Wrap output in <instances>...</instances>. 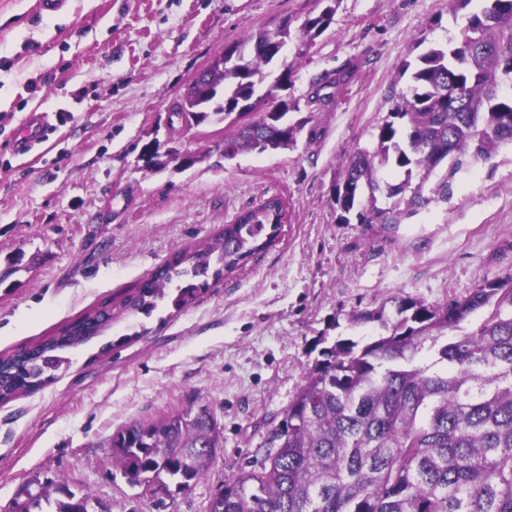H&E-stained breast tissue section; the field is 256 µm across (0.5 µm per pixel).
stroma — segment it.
<instances>
[{"label": "stroma", "instance_id": "stroma-1", "mask_svg": "<svg viewBox=\"0 0 512 512\" xmlns=\"http://www.w3.org/2000/svg\"><path fill=\"white\" fill-rule=\"evenodd\" d=\"M319 10L317 0H67L46 14L37 0H0V355L119 305L260 200L286 204L274 244L193 303L115 315L54 379L0 403V512L26 487L62 481L110 512H207L225 479L259 468L324 344L381 333L353 314L393 321L402 298L439 304L512 272L510 144L488 161L439 166L423 207L378 194V207H397L394 223L342 220L336 202L345 160L374 145L409 82L402 61L464 23L450 0H339L309 54L288 44L287 94L307 120L294 148L228 160L232 120L173 119L185 85L224 46L284 19L299 31ZM326 72L346 80L313 98ZM36 107L53 131L15 157L9 139ZM153 139L201 160L143 169L137 156ZM18 252L26 267L8 273ZM201 405L223 433L207 474L171 498L131 486L113 435Z\"/></svg>", "mask_w": 512, "mask_h": 512}]
</instances>
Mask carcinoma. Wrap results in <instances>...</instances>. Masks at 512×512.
Returning <instances> with one entry per match:
<instances>
[{
    "instance_id": "carcinoma-1",
    "label": "carcinoma",
    "mask_w": 512,
    "mask_h": 512,
    "mask_svg": "<svg viewBox=\"0 0 512 512\" xmlns=\"http://www.w3.org/2000/svg\"><path fill=\"white\" fill-rule=\"evenodd\" d=\"M336 0L301 25L298 55L307 54L331 25ZM496 44L495 54L474 38ZM291 39L288 21L247 35L232 45L234 62L212 71L196 89V111L174 115L197 125L247 115L276 62L272 47ZM410 83L393 99L388 119L370 149L344 163L337 202L356 211L361 224H391L394 202L376 205V193L391 199L411 192L422 205L412 171L427 179L451 157L473 152L492 159L512 143V0H486L466 16L458 34L429 47L411 66ZM462 97L476 111L453 104ZM299 104L286 96L268 99L258 121L244 122L224 140V157L290 148L302 123L286 116ZM391 165L404 170L399 183L382 182ZM261 202L224 225L207 245L177 252L153 278L128 294L122 312L149 315L166 287L178 281L172 303L181 308L201 292L196 279L224 278L272 243L265 238L271 204ZM475 330L456 334L476 312ZM102 313L83 316L86 332L53 336L22 357L0 360V402L30 393L68 362L60 352L82 345L107 325ZM390 324L383 311H362L352 322L381 323L386 332L367 341L339 339L322 348L282 422L266 441L259 470H243L219 489L209 512H512V273L473 293L430 305L404 298ZM433 358L429 365L421 356ZM222 447L214 414L177 413L158 424L133 423L112 436L121 471L132 484L185 491L200 479ZM93 496L60 483L43 491L35 512H86Z\"/></svg>"
}]
</instances>
